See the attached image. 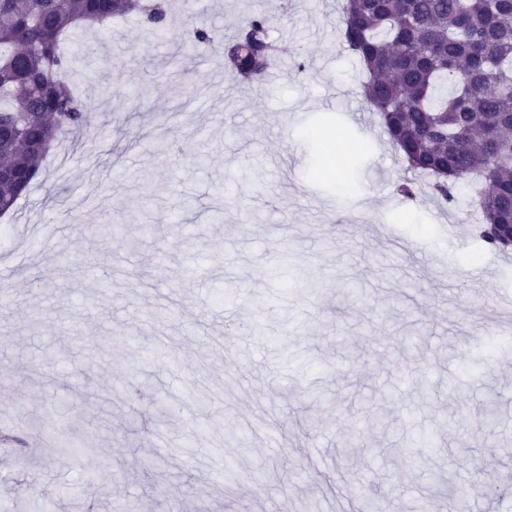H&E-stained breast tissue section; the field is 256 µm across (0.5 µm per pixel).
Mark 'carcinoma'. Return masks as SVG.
Returning a JSON list of instances; mask_svg holds the SVG:
<instances>
[{"label":"carcinoma","mask_w":512,"mask_h":512,"mask_svg":"<svg viewBox=\"0 0 512 512\" xmlns=\"http://www.w3.org/2000/svg\"><path fill=\"white\" fill-rule=\"evenodd\" d=\"M138 12L146 31L168 29L170 0H0V166L33 181L63 134L87 133L86 113L68 79L61 38L81 24L106 28ZM270 17H247L226 48L253 81L269 65ZM342 44L365 75L362 94L407 168L435 179L448 203L472 188L478 237L493 251L512 246V0H344ZM219 43L204 23L185 35L187 51ZM22 193L0 181V217ZM481 486L451 489L444 500L482 497Z\"/></svg>","instance_id":"carcinoma-1"}]
</instances>
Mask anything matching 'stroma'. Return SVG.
Listing matches in <instances>:
<instances>
[{
  "instance_id": "1",
  "label": "stroma",
  "mask_w": 512,
  "mask_h": 512,
  "mask_svg": "<svg viewBox=\"0 0 512 512\" xmlns=\"http://www.w3.org/2000/svg\"><path fill=\"white\" fill-rule=\"evenodd\" d=\"M341 3L183 0L159 38L133 18L71 33L91 135L48 154L0 218V421L40 427L56 393L95 407L134 370L179 412L157 425L115 403L91 458L48 448L27 486L0 451V512L21 487L59 512H346L320 478L338 469L399 512H438L414 458L462 485L512 476V252L488 250L466 200L434 197L391 147L338 39ZM259 11L270 76L223 90L211 53L172 63L196 22L231 36ZM171 139L206 164L166 157ZM119 332L134 344L107 349ZM489 394L499 416L480 430Z\"/></svg>"
}]
</instances>
